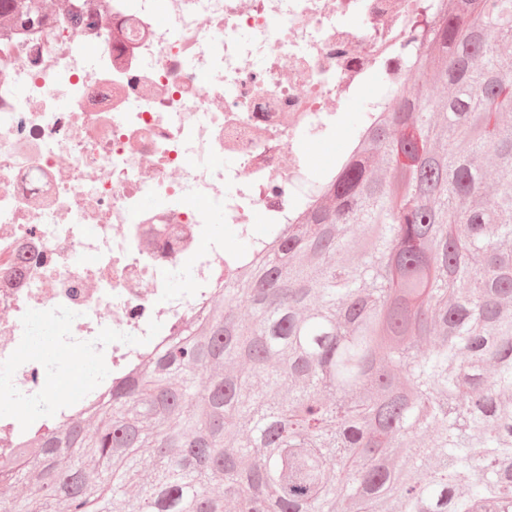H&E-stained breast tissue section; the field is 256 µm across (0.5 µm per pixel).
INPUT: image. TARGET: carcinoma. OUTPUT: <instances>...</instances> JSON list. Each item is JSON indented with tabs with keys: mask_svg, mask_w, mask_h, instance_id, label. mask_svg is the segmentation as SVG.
<instances>
[{
	"mask_svg": "<svg viewBox=\"0 0 512 512\" xmlns=\"http://www.w3.org/2000/svg\"><path fill=\"white\" fill-rule=\"evenodd\" d=\"M433 8L403 44L417 87L354 126L321 200L37 436L0 512H512V0ZM45 19L42 0H0L6 30Z\"/></svg>",
	"mask_w": 512,
	"mask_h": 512,
	"instance_id": "obj_1",
	"label": "carcinoma"
}]
</instances>
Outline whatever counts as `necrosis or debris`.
<instances>
[{
	"instance_id": "1",
	"label": "necrosis or debris",
	"mask_w": 512,
	"mask_h": 512,
	"mask_svg": "<svg viewBox=\"0 0 512 512\" xmlns=\"http://www.w3.org/2000/svg\"><path fill=\"white\" fill-rule=\"evenodd\" d=\"M63 2L0 32V400L27 408L0 422V456L46 430L32 404L54 376L24 352L33 318L108 370L58 400L65 419L235 272L210 215L257 245L256 214L296 223L331 177L303 139L334 138L346 101L378 99L373 71L394 89L412 77L397 49L418 0H88L78 28Z\"/></svg>"
}]
</instances>
